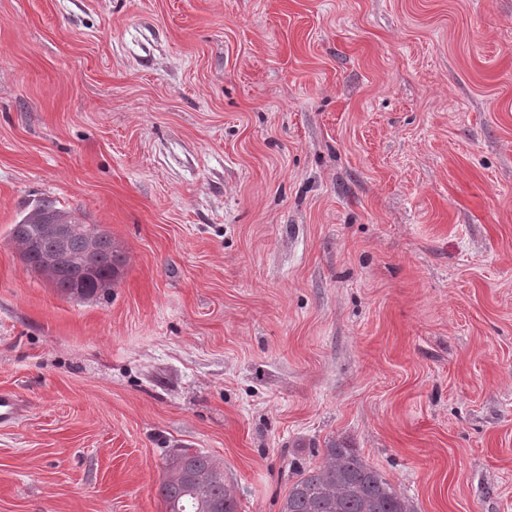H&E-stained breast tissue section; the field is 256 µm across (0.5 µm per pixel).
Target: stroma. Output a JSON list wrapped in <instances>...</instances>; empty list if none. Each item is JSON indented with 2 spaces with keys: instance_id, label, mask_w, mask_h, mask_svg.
I'll use <instances>...</instances> for the list:
<instances>
[{
  "instance_id": "stroma-1",
  "label": "stroma",
  "mask_w": 512,
  "mask_h": 512,
  "mask_svg": "<svg viewBox=\"0 0 512 512\" xmlns=\"http://www.w3.org/2000/svg\"><path fill=\"white\" fill-rule=\"evenodd\" d=\"M55 200L125 258L60 293ZM0 512H280L326 445L512 512V0H0ZM60 219H67L74 224L70 236L67 255L58 259L57 263L46 273L41 264L43 258L53 251L54 240L48 232L46 224ZM11 240L18 246L26 263L37 272L45 274L55 288L71 298L88 299L97 294H108L119 275L123 258L112 245V239L99 235L104 241L95 253L93 269L86 280L76 278L88 259V239L98 235V227L83 224L73 213L57 207L53 200L41 198L28 205L21 219L11 228ZM190 448L169 456L158 494L166 512H238L224 481V467L214 457Z\"/></svg>"
}]
</instances>
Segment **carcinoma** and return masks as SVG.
<instances>
[{
  "mask_svg": "<svg viewBox=\"0 0 512 512\" xmlns=\"http://www.w3.org/2000/svg\"><path fill=\"white\" fill-rule=\"evenodd\" d=\"M60 219L74 224L65 258L46 277L71 298L88 299L109 293L119 275L123 258L106 238L95 253L93 269L85 280L76 278L88 259V239L98 228L85 224L73 213L41 198L28 205L11 228V240L26 263L37 272L45 255L53 251L54 240L46 225ZM158 494L166 512H238L237 501L224 481V467L214 457L197 450L179 448L169 457ZM282 512H414L354 448L330 443L323 463L298 472Z\"/></svg>",
  "mask_w": 512,
  "mask_h": 512,
  "instance_id": "1",
  "label": "carcinoma"
}]
</instances>
